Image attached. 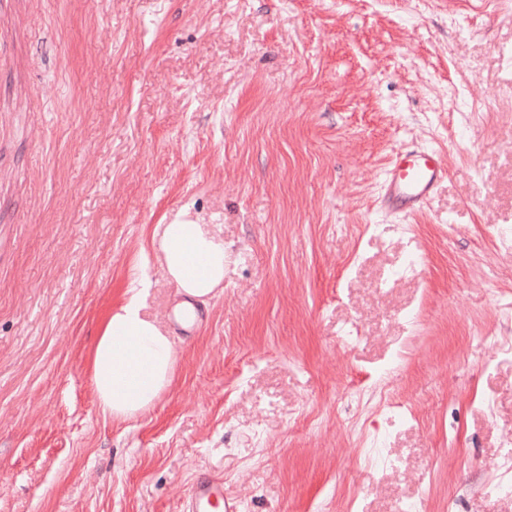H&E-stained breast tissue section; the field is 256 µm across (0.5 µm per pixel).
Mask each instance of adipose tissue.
<instances>
[{
    "instance_id": "adipose-tissue-1",
    "label": "adipose tissue",
    "mask_w": 512,
    "mask_h": 512,
    "mask_svg": "<svg viewBox=\"0 0 512 512\" xmlns=\"http://www.w3.org/2000/svg\"><path fill=\"white\" fill-rule=\"evenodd\" d=\"M153 243L180 297L177 318L194 322L199 305L224 285L223 238L204 224H160ZM149 286L143 267H135L122 299L107 309L89 351V380L97 406L115 420L151 411L174 379L175 342L144 312Z\"/></svg>"
}]
</instances>
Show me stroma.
I'll return each instance as SVG.
<instances>
[{"label": "stroma", "instance_id": "1", "mask_svg": "<svg viewBox=\"0 0 512 512\" xmlns=\"http://www.w3.org/2000/svg\"><path fill=\"white\" fill-rule=\"evenodd\" d=\"M0 31V512H512V0H10ZM446 179L389 211L394 157ZM224 238L190 328L155 225ZM176 341L117 422L86 369L134 264ZM383 384L404 407L342 400ZM387 433L397 468L366 466ZM220 505L225 512L238 511L237 502L224 497V479L205 474L192 483L182 511L215 512Z\"/></svg>", "mask_w": 512, "mask_h": 512}]
</instances>
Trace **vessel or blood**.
<instances>
[{
    "label": "vessel or blood",
    "mask_w": 512,
    "mask_h": 512,
    "mask_svg": "<svg viewBox=\"0 0 512 512\" xmlns=\"http://www.w3.org/2000/svg\"><path fill=\"white\" fill-rule=\"evenodd\" d=\"M446 176L435 154L419 150L398 155L382 183V202L391 210L420 208ZM238 512L235 500L224 495L223 478L205 474L191 485L183 512Z\"/></svg>",
    "instance_id": "b4317fda"
}]
</instances>
